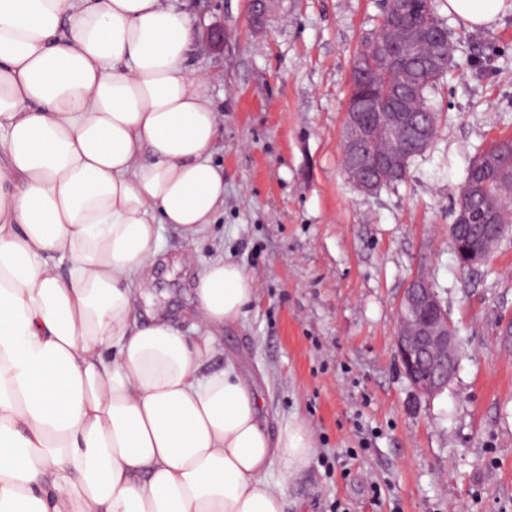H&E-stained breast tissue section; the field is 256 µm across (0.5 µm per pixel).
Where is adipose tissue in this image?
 <instances>
[{
    "instance_id": "1",
    "label": "adipose tissue",
    "mask_w": 512,
    "mask_h": 512,
    "mask_svg": "<svg viewBox=\"0 0 512 512\" xmlns=\"http://www.w3.org/2000/svg\"><path fill=\"white\" fill-rule=\"evenodd\" d=\"M475 29L507 0H445ZM162 0H0V512H283L316 441L206 365L253 276L195 243L224 205L219 115ZM190 330L139 322L164 226Z\"/></svg>"
}]
</instances>
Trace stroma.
<instances>
[{
    "label": "stroma",
    "mask_w": 512,
    "mask_h": 512,
    "mask_svg": "<svg viewBox=\"0 0 512 512\" xmlns=\"http://www.w3.org/2000/svg\"><path fill=\"white\" fill-rule=\"evenodd\" d=\"M193 20L190 62L210 79L224 126V209L211 237L258 283L225 327L214 368L238 357L259 385L270 429L303 419L314 456L288 483L284 512H512V232L485 264L461 268L448 227L469 162L512 140V12L496 25L445 23L459 47L433 96L428 150L405 178L359 191L342 162L351 58L384 0H167ZM224 46H205L212 25ZM185 245L163 231L156 300L188 325ZM436 289L456 331L448 386L418 394L395 352L410 278Z\"/></svg>",
    "instance_id": "obj_1"
}]
</instances>
